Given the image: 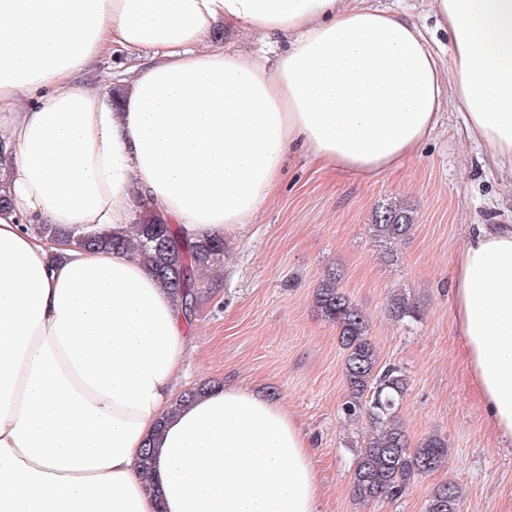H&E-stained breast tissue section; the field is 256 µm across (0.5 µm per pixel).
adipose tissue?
<instances>
[{
  "mask_svg": "<svg viewBox=\"0 0 512 512\" xmlns=\"http://www.w3.org/2000/svg\"><path fill=\"white\" fill-rule=\"evenodd\" d=\"M450 66L410 22L347 0H0V512H321L311 443L236 384L174 404L185 311L132 254L134 197L191 241L246 223L286 155L366 176L456 108L512 171V0H434ZM287 38L274 67L216 22ZM145 51L119 98L78 83ZM38 224L51 226L38 234ZM457 334L512 445V224H480L451 279ZM156 449L149 495L139 462Z\"/></svg>",
  "mask_w": 512,
  "mask_h": 512,
  "instance_id": "obj_1",
  "label": "adipose tissue"
}]
</instances>
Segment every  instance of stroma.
<instances>
[{
  "label": "stroma",
  "mask_w": 512,
  "mask_h": 512,
  "mask_svg": "<svg viewBox=\"0 0 512 512\" xmlns=\"http://www.w3.org/2000/svg\"><path fill=\"white\" fill-rule=\"evenodd\" d=\"M412 21L442 61L452 44L431 0H368ZM452 107L432 135L392 171L331 174L303 151L286 158L276 195L243 227L225 233L224 256L196 274V310L180 390L235 383L281 402L312 442L322 512H425L432 490L455 483L458 512H512V448L501 447L469 379L457 336L449 275L479 224H512V173L488 162ZM402 202L413 226L401 241L374 239L382 204ZM365 314L383 364L399 366L407 392L398 415L411 445L448 440V464L417 477L402 497L365 505L350 493L366 421L344 419L345 352L335 324L314 306L328 270ZM401 292L418 319L392 318Z\"/></svg>",
  "instance_id": "1"
}]
</instances>
